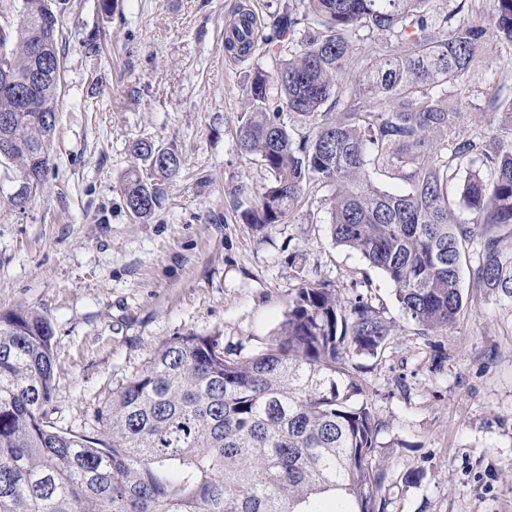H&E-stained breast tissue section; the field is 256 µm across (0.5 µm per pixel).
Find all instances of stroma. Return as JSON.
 Segmentation results:
<instances>
[{
    "mask_svg": "<svg viewBox=\"0 0 512 512\" xmlns=\"http://www.w3.org/2000/svg\"><path fill=\"white\" fill-rule=\"evenodd\" d=\"M240 0H55L63 79L50 167L23 206L0 207V312L35 310L54 327L53 419L99 432L97 412L188 333L249 354L272 339L302 279L361 298L396 329L360 356L364 395L383 424L377 464L387 512H512V301L462 286L467 307L421 335L394 285L330 235L329 188L307 186L290 220L256 230L243 212L271 176L236 138L255 52L224 49ZM99 34L102 50L83 42ZM512 86V58L479 62L463 127L486 131L488 77ZM137 138L174 148L178 177L139 223L119 183ZM243 183L249 195L234 198ZM410 469L419 483H402Z\"/></svg>",
    "mask_w": 512,
    "mask_h": 512,
    "instance_id": "obj_1",
    "label": "stroma"
}]
</instances>
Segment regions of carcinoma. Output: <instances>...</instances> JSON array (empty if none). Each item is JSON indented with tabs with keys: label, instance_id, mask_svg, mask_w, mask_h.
<instances>
[{
	"label": "carcinoma",
	"instance_id": "cac0c4a2",
	"mask_svg": "<svg viewBox=\"0 0 512 512\" xmlns=\"http://www.w3.org/2000/svg\"><path fill=\"white\" fill-rule=\"evenodd\" d=\"M252 10L240 8L225 40L231 57ZM374 33L387 51L361 59L354 43ZM58 14L52 0H21L16 24L0 26V141L26 146L0 155V206L24 202L2 187L43 186L56 124L61 76L23 108L45 45L61 69ZM274 63L255 69L238 118L243 153L260 159L271 182L244 211L259 231L283 224L307 185L328 187L330 233L358 252L396 289L422 335L448 329L466 308L461 286L465 245L480 239L471 270L479 288L512 300V97L490 83L498 146L460 128L479 56L488 45L512 55V0H286L273 32L261 37ZM303 124L294 132V123ZM142 166L120 193L147 222L161 205L160 183L175 178L180 156L145 139L130 143ZM448 197L455 171L476 161ZM408 185H372L370 167ZM468 214L458 220L454 209ZM393 326L371 305L343 304L336 289L301 280L276 337L249 354H232L214 336L167 340L150 364L112 394L97 421L100 437L63 431L50 415L54 330L37 311L0 312V512H316L330 497L336 512H387V472L376 466L382 424L353 358L380 353Z\"/></svg>",
	"mask_w": 512,
	"mask_h": 512
}]
</instances>
